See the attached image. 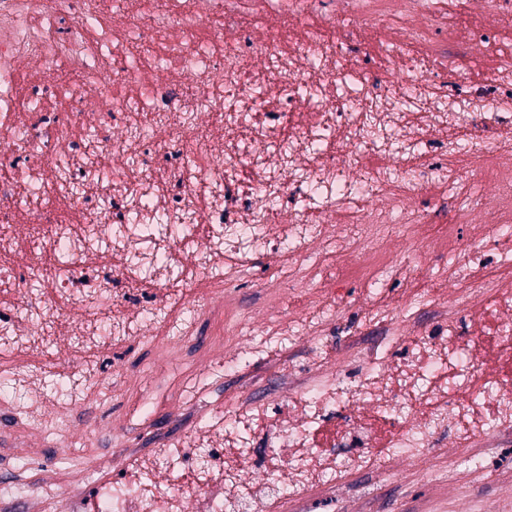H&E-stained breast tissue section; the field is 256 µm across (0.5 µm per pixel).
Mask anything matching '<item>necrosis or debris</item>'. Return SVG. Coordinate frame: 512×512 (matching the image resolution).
<instances>
[{
    "mask_svg": "<svg viewBox=\"0 0 512 512\" xmlns=\"http://www.w3.org/2000/svg\"><path fill=\"white\" fill-rule=\"evenodd\" d=\"M332 24L315 25L319 4ZM491 22L441 38L432 0H260L252 25L240 0H0V348L24 356L63 333L75 349L59 363L93 360L136 337L155 361L132 369L113 397L135 466L101 478L97 512H225V490L247 487L242 512H272L289 488L307 490L331 463L310 453L314 429L344 415L339 448L373 445L367 405L389 422L393 459L430 452L455 419L460 447L512 431V379L486 378L477 325L487 308L512 314L499 270L481 259L512 223V95L484 111L488 93L512 86V43L501 37L512 0H480ZM404 24L377 49L374 76L348 88L355 32ZM489 53L479 86L452 96L462 65ZM415 98L394 108L396 84ZM468 138L467 152L458 149ZM414 179H406V170ZM440 185L434 210L413 207ZM23 244V257L13 248ZM275 278L243 294L249 263L267 247ZM238 261L217 270L222 257ZM349 266L370 283L399 266L448 283V318L424 320L429 300L406 302L418 327L394 361L388 315L363 331L371 361L356 396L335 380L303 390L304 407L273 427L265 404H224L218 433L172 438L144 457L133 431L171 417L148 381L173 372H237L261 343L283 349L323 335L320 310L291 312L302 293L331 295ZM41 320L17 299L34 280ZM88 397L0 400V512H17L29 488L54 504ZM276 428L274 468L225 462L229 448ZM207 448L206 471L184 466L186 447ZM177 472L144 483L143 471Z\"/></svg>",
    "mask_w": 512,
    "mask_h": 512,
    "instance_id": "obj_1",
    "label": "necrosis or debris"
}]
</instances>
